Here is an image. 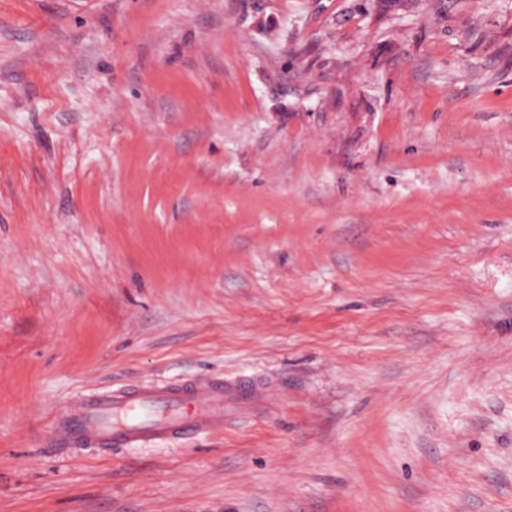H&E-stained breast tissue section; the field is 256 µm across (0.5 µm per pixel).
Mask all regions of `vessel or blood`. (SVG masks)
Segmentation results:
<instances>
[{
    "instance_id": "vessel-or-blood-1",
    "label": "vessel or blood",
    "mask_w": 512,
    "mask_h": 512,
    "mask_svg": "<svg viewBox=\"0 0 512 512\" xmlns=\"http://www.w3.org/2000/svg\"><path fill=\"white\" fill-rule=\"evenodd\" d=\"M220 378L180 385L129 384L85 395L58 424V448H133L224 428Z\"/></svg>"
}]
</instances>
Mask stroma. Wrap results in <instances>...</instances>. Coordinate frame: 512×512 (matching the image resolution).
Masks as SVG:
<instances>
[{"mask_svg": "<svg viewBox=\"0 0 512 512\" xmlns=\"http://www.w3.org/2000/svg\"><path fill=\"white\" fill-rule=\"evenodd\" d=\"M0 512H512V0H0ZM224 379L128 384L85 395L58 424L56 448H133L224 430Z\"/></svg>", "mask_w": 512, "mask_h": 512, "instance_id": "obj_1", "label": "stroma"}]
</instances>
